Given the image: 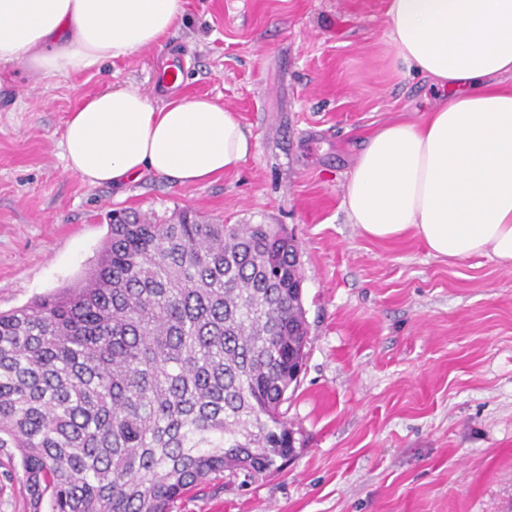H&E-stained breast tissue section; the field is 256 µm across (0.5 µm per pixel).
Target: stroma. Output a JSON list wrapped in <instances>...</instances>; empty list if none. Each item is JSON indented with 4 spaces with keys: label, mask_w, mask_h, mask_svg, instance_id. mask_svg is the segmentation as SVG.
Segmentation results:
<instances>
[{
    "label": "stroma",
    "mask_w": 512,
    "mask_h": 512,
    "mask_svg": "<svg viewBox=\"0 0 512 512\" xmlns=\"http://www.w3.org/2000/svg\"><path fill=\"white\" fill-rule=\"evenodd\" d=\"M385 0H186L162 47L35 82L0 67V312L75 283L112 212L199 213L274 224L299 245L306 366L284 404L296 453L279 470L225 474L171 512H512V268L448 261L414 237L351 224L344 185L367 137L417 122L442 95L406 77ZM223 103L253 149L234 172L187 185L152 173L90 186L65 169L75 104L138 89ZM0 450V512H28Z\"/></svg>",
    "instance_id": "1"
}]
</instances>
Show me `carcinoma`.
Masks as SVG:
<instances>
[{
	"mask_svg": "<svg viewBox=\"0 0 512 512\" xmlns=\"http://www.w3.org/2000/svg\"><path fill=\"white\" fill-rule=\"evenodd\" d=\"M272 224L115 214L74 286L0 313V448L29 512H170L211 475L278 468L308 329Z\"/></svg>",
	"mask_w": 512,
	"mask_h": 512,
	"instance_id": "carcinoma-1",
	"label": "carcinoma"
}]
</instances>
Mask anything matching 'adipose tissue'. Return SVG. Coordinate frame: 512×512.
<instances>
[{
    "mask_svg": "<svg viewBox=\"0 0 512 512\" xmlns=\"http://www.w3.org/2000/svg\"><path fill=\"white\" fill-rule=\"evenodd\" d=\"M186 0H0V66L46 82L161 44ZM387 38L407 74L448 91L424 119L368 137L345 185L361 232L410 233L437 258L490 255L512 267V0H387ZM86 184L154 173L198 184L237 170L252 141L205 97L152 104L129 88L83 99L63 133Z\"/></svg>",
    "mask_w": 512,
    "mask_h": 512,
    "instance_id": "obj_1",
    "label": "adipose tissue"
}]
</instances>
